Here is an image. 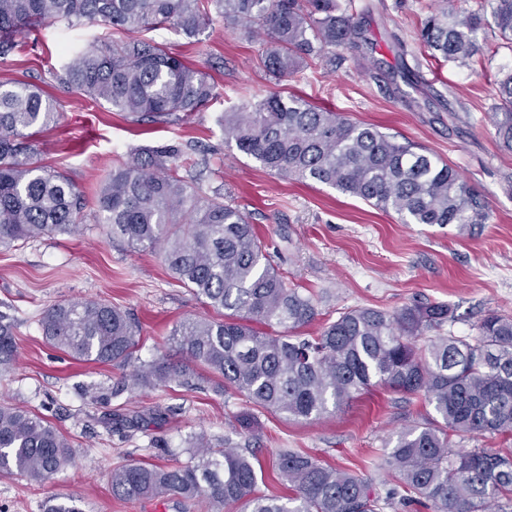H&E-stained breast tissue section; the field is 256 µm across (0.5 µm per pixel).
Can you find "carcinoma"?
Instances as JSON below:
<instances>
[{
  "label": "carcinoma",
  "instance_id": "carcinoma-1",
  "mask_svg": "<svg viewBox=\"0 0 512 512\" xmlns=\"http://www.w3.org/2000/svg\"><path fill=\"white\" fill-rule=\"evenodd\" d=\"M419 37L433 54L471 68L482 52L478 32L492 24L512 44V0H484L465 11L441 0ZM220 18L268 37L262 53L271 79L292 77L323 55L353 43L354 15L336 0H0V57L16 36L47 22L77 29L98 23L126 33L112 43L71 49L50 71L56 88L76 90L135 121L179 122L217 98L211 76L140 33L167 25L195 35ZM488 118L501 147L512 151V71L497 86ZM57 102L33 84L0 85V246L44 234H71L85 208L65 175L35 161L33 131L55 122ZM225 137L267 171L312 180L404 224L454 225L463 234L489 223L485 197L420 145L359 124L341 112L272 92L222 117ZM194 167L181 143L162 144L112 166L96 207L112 243L160 249L172 277L221 321L188 318L173 332L180 359L160 355L123 376L121 390L171 383L194 389L203 368L250 405L290 419H317L374 384L424 395L435 416L407 426L384 462L397 487L385 495L363 478L284 449L276 468L284 495L258 491L256 454L224 436L217 448L204 432L191 437V461L178 466L127 463L112 468V494L129 501L200 498L214 512L243 503L248 512H383L413 499L435 512H512V455L486 448L454 453L450 437L512 435V316L490 313L472 344L419 337L451 316L440 303L399 311L347 309L316 336H288L318 315L313 298L268 260L248 216L179 174ZM42 337L78 362L123 368L138 345V326L105 301L64 300L43 311ZM13 328L0 322V376L13 373ZM73 459L70 440L20 406L0 403V472L44 481Z\"/></svg>",
  "mask_w": 512,
  "mask_h": 512
}]
</instances>
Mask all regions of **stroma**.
Listing matches in <instances>:
<instances>
[{"instance_id": "obj_1", "label": "stroma", "mask_w": 512, "mask_h": 512, "mask_svg": "<svg viewBox=\"0 0 512 512\" xmlns=\"http://www.w3.org/2000/svg\"><path fill=\"white\" fill-rule=\"evenodd\" d=\"M338 2L361 20L360 48L338 50L278 82L262 66V37L243 26L218 20L193 37L171 28L153 31L156 41L208 72L219 93L175 124H138L80 93L54 88L49 69L62 63V46L120 38L111 26L49 24L35 39H24L20 51L0 58V83H35L59 99L56 122L34 136L37 160L65 173L86 198L75 233L0 247V314L14 323L18 344L16 371L0 378V401L43 417L67 435L74 451L72 463L42 482L0 473V512H44L47 500L67 496L81 500L85 512H207L201 501L174 496L118 499L109 474L127 461L189 462L190 436L203 431L220 439L247 411L252 420L244 436L257 450L262 493L282 494L273 464L287 448L370 479L382 494L389 487L385 453L405 424L434 414L423 397L381 387L313 421L249 411L241 397L216 394L208 381L195 390L175 386L116 396L123 369L78 363L46 344L41 313L64 299L105 300L129 313L140 328L136 365L172 352L171 331L183 319L216 315L172 278L159 251L113 244L100 221V184L115 162L142 149L176 142L204 152V188L221 189L227 202L246 211L272 263L313 292L318 316L301 335H317L349 308L394 312L418 301L449 304L455 318L440 335L469 341L487 313L512 316V152L499 147L487 119L500 71L512 68V50L496 29L485 28L478 34L482 55L462 69L430 56L418 39L436 0ZM276 91L417 142L485 196L490 222L469 235L450 226L403 224L328 186L264 171L225 139L219 118Z\"/></svg>"}]
</instances>
